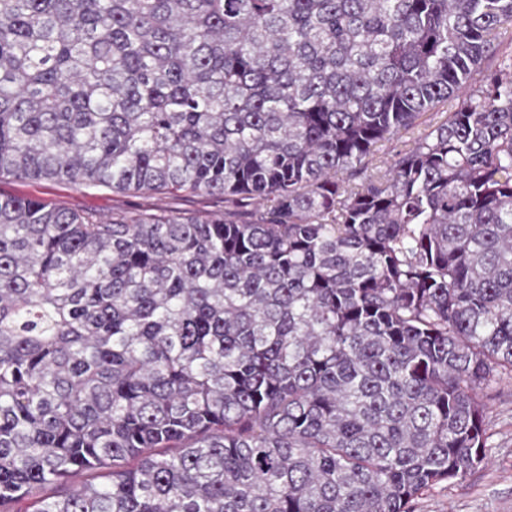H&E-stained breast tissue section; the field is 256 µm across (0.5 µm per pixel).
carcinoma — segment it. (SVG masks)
Returning a JSON list of instances; mask_svg holds the SVG:
<instances>
[{"label":"carcinoma","mask_w":512,"mask_h":512,"mask_svg":"<svg viewBox=\"0 0 512 512\" xmlns=\"http://www.w3.org/2000/svg\"><path fill=\"white\" fill-rule=\"evenodd\" d=\"M505 23L512 0H0V175L256 205L0 194V508L414 512L485 463L512 57L470 78ZM456 97L448 98L447 102L439 103L436 108L428 112L419 124L409 132H402L399 135L379 142L373 149V163L382 170L389 167L400 152L407 148L414 138L421 136L429 129L431 124L440 121L446 112H453L457 107ZM0 192L4 195L36 197L55 207L101 218L139 219L155 213L206 218L224 216V212L250 213L254 206L246 199L227 200L220 195L201 193L166 194L160 191L118 193L104 186H72L62 181H19L9 175L0 176Z\"/></svg>","instance_id":"obj_1"}]
</instances>
